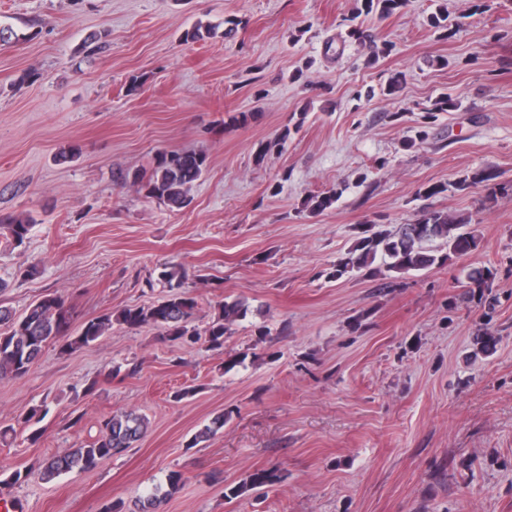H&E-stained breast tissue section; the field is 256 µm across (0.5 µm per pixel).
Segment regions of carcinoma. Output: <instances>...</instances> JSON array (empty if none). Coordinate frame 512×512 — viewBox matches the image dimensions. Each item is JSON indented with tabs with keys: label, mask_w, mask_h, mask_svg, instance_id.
Returning a JSON list of instances; mask_svg holds the SVG:
<instances>
[{
	"label": "carcinoma",
	"mask_w": 512,
	"mask_h": 512,
	"mask_svg": "<svg viewBox=\"0 0 512 512\" xmlns=\"http://www.w3.org/2000/svg\"><path fill=\"white\" fill-rule=\"evenodd\" d=\"M405 0H360L356 15L377 13L389 17L399 11ZM430 27L448 37L453 32L448 24V10L438 6V10L427 18ZM217 26L213 24L194 25L186 31L184 38L189 41H201L215 34ZM347 37L359 42H367L370 55L365 65L372 67L392 51V45L377 43L375 38L358 28H351ZM455 107L452 97L442 95L430 109H423V119L435 118L437 112H447ZM207 168V157L190 152H160L154 158L148 172H136L133 182L141 184L147 194L162 201L171 209L188 207L192 199L190 189ZM335 201V195L328 192L313 194L304 201L310 213H320ZM0 224L9 232L10 243L22 246L29 238L34 226L33 218L26 214H0ZM465 220L447 214L430 211L422 214L414 224H402L396 232L378 230L365 236L359 245L350 250L336 264V276L355 269L370 266L376 257L383 258L386 271L408 273L428 270L445 263L452 257H464L477 247L476 236L463 232ZM185 277L175 268H167L161 273V281L170 288V294L158 304L147 307L124 308L112 316L105 314L96 320L86 322L77 335L70 333L71 315L64 298L55 293L43 295L29 305L26 311L17 316L9 309L0 307V325H6L8 331L0 333V380L18 379L26 376L32 365L40 358L48 343L63 339L61 352L67 353L88 346L101 338L117 322L128 328L145 324L154 326L163 336H171L187 344L203 342L210 349L224 346V336L230 326L245 313V305L240 300L225 302L221 314L205 331L200 332L192 326L196 301L182 291ZM148 428L145 416L135 412L111 415L101 421L99 435L91 443L74 448L70 452L50 458L43 464L38 476L50 481L62 474L77 471L89 473L95 470L105 458L124 452L140 440ZM224 429V415L214 417L208 425L196 434L189 444L194 447L203 439L216 435ZM280 480L276 473L260 469L253 472L249 479L231 491L234 496L271 485ZM183 484V476L178 471L168 475L165 488H155L144 497H140L127 506L123 502L107 505L103 512H156L160 503L176 494Z\"/></svg>",
	"instance_id": "cac0c4a2"
}]
</instances>
